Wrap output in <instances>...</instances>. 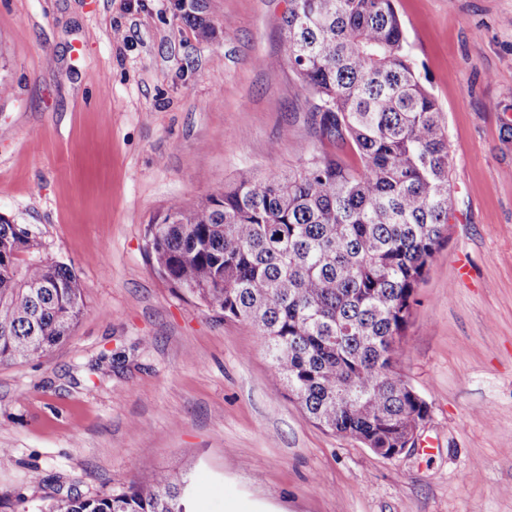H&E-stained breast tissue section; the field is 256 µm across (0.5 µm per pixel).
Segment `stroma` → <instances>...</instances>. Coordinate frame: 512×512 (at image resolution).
<instances>
[{
	"label": "stroma",
	"instance_id": "stroma-1",
	"mask_svg": "<svg viewBox=\"0 0 512 512\" xmlns=\"http://www.w3.org/2000/svg\"><path fill=\"white\" fill-rule=\"evenodd\" d=\"M448 128L457 206L403 339L430 412L387 459L317 427L253 326L174 290L145 231L320 137L280 48L288 0H0V215L84 285L51 355L0 365V512L159 471L196 512H512V0H395ZM466 263L467 276L458 265ZM43 480L30 482L32 471Z\"/></svg>",
	"mask_w": 512,
	"mask_h": 512
}]
</instances>
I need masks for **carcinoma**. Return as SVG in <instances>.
Segmentation results:
<instances>
[{
  "mask_svg": "<svg viewBox=\"0 0 512 512\" xmlns=\"http://www.w3.org/2000/svg\"><path fill=\"white\" fill-rule=\"evenodd\" d=\"M288 4L282 51L317 100L313 124L359 164L302 145L294 169L171 201L147 225V254L174 288L256 328L272 388L317 427L387 458L429 413L399 371L398 337L455 211L447 125L394 0ZM42 254L0 215V365L48 356L83 314L81 279ZM190 489L159 471L48 512H193Z\"/></svg>",
  "mask_w": 512,
  "mask_h": 512,
  "instance_id": "1",
  "label": "carcinoma"
}]
</instances>
